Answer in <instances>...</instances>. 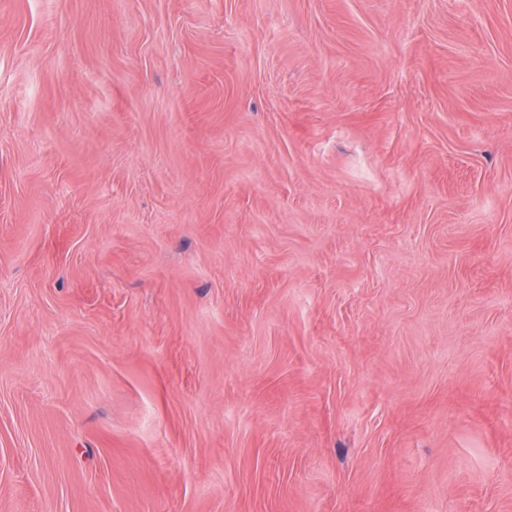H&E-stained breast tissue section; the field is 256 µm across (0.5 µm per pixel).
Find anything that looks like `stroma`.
<instances>
[{"label":"stroma","instance_id":"35a3bbf8","mask_svg":"<svg viewBox=\"0 0 512 512\" xmlns=\"http://www.w3.org/2000/svg\"><path fill=\"white\" fill-rule=\"evenodd\" d=\"M0 512H512V0H0Z\"/></svg>","mask_w":512,"mask_h":512}]
</instances>
